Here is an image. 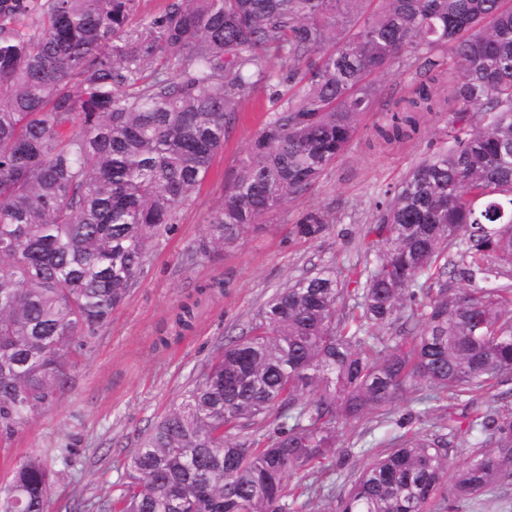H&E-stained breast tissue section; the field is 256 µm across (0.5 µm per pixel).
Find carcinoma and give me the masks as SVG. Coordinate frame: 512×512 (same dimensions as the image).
<instances>
[{"mask_svg":"<svg viewBox=\"0 0 512 512\" xmlns=\"http://www.w3.org/2000/svg\"><path fill=\"white\" fill-rule=\"evenodd\" d=\"M419 71L386 142L451 114L453 145L378 203L351 306L321 269L277 290L143 437L96 512H446L512 478V0H0V437L52 406L84 341L205 182L245 102L266 118L193 256L236 249L315 186L371 111L370 77ZM448 74V108L435 98ZM488 119L472 122V113ZM78 130H73V126ZM335 217L307 209L298 233ZM469 284L459 290L452 279ZM198 300L174 313L194 328ZM410 390L431 433L393 438L336 496L339 424ZM473 439L452 462L454 410ZM40 455L0 512H45Z\"/></svg>","mask_w":512,"mask_h":512,"instance_id":"cac0c4a2","label":"carcinoma"}]
</instances>
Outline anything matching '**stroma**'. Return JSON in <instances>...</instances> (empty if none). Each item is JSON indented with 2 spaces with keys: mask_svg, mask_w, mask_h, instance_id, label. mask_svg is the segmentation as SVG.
<instances>
[{
  "mask_svg": "<svg viewBox=\"0 0 512 512\" xmlns=\"http://www.w3.org/2000/svg\"><path fill=\"white\" fill-rule=\"evenodd\" d=\"M409 80L393 70L375 74L376 108L363 115L358 132L324 179L249 234L234 252L192 257L224 201L237 159L264 119L258 105L245 104L197 198L178 213L175 231L154 248L125 304L87 340L54 405L0 441V484L17 463L40 454L58 474L46 512H73L78 502L112 496L126 480L128 454L181 401L217 344L245 331L276 290L323 267L341 276L352 266H364L366 235L386 190L395 188L415 164L452 144L445 135L444 112L427 114L418 138L379 144L376 128ZM309 207L336 218L316 238L296 232L301 211ZM212 281L223 289L205 301L194 330L169 348L155 349V340L171 333L170 315L178 301ZM395 430L394 422L380 423L371 416L339 426L337 451L330 458L339 475L338 490H345L349 476L367 462L358 447L371 446ZM66 447L79 451L67 468L49 456L51 449Z\"/></svg>",
  "mask_w": 512,
  "mask_h": 512,
  "instance_id": "stroma-1",
  "label": "stroma"
}]
</instances>
